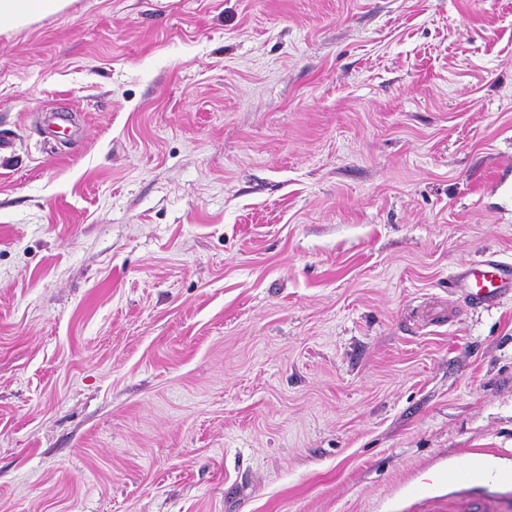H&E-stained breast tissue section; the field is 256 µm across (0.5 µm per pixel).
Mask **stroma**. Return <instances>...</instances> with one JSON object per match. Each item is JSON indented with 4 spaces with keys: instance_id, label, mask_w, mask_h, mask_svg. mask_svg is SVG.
Wrapping results in <instances>:
<instances>
[{
    "instance_id": "stroma-1",
    "label": "stroma",
    "mask_w": 512,
    "mask_h": 512,
    "mask_svg": "<svg viewBox=\"0 0 512 512\" xmlns=\"http://www.w3.org/2000/svg\"><path fill=\"white\" fill-rule=\"evenodd\" d=\"M0 137V512L512 494V0H72ZM458 280L463 285L464 299L470 305H490L512 288V267L498 260L486 259L463 268Z\"/></svg>"
}]
</instances>
